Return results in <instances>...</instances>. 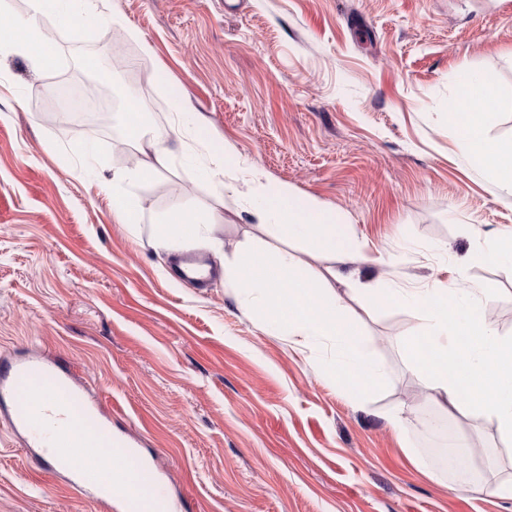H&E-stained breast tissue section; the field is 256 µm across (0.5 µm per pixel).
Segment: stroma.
<instances>
[{
	"label": "stroma",
	"mask_w": 512,
	"mask_h": 512,
	"mask_svg": "<svg viewBox=\"0 0 512 512\" xmlns=\"http://www.w3.org/2000/svg\"><path fill=\"white\" fill-rule=\"evenodd\" d=\"M89 39L42 20L55 61L0 52V359L36 353L67 365L100 404L113 437L133 443L173 499L196 512H512V500L453 487L512 476L492 420L454 413L460 467L400 447L387 415L403 411L420 454L436 413L400 344L418 324L404 305L336 284L385 384L355 400L323 373L336 346L296 347L257 299L223 277L180 281L151 238L172 201L213 218L222 256L289 249L312 279L329 264L311 243L270 236L249 214L251 179L291 187L361 252V281L400 291L435 281L488 285L478 297L512 335V263L475 255L512 241V195L461 151L448 121L452 72L475 69L512 99V0H105ZM121 22H113V13ZM128 54L147 73L150 120L187 108L209 128L195 150L224 161V192L176 164L127 191L138 234L112 216L96 175L129 170L113 140L131 100L106 61ZM112 86L106 134L74 131L44 92L59 76ZM176 184L178 197L161 193ZM39 449L0 412V512H123L42 469Z\"/></svg>",
	"instance_id": "1"
}]
</instances>
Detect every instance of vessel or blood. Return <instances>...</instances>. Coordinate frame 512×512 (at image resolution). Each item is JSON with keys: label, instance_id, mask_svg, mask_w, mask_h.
Instances as JSON below:
<instances>
[{"label": "vessel or blood", "instance_id": "vessel-or-blood-1", "mask_svg": "<svg viewBox=\"0 0 512 512\" xmlns=\"http://www.w3.org/2000/svg\"><path fill=\"white\" fill-rule=\"evenodd\" d=\"M0 396L10 399L8 421L39 447L47 469L71 471L91 496H98V474L85 468L96 453L97 439H71L67 430L77 420L96 416L100 408L87 400L81 384L56 361L40 355L19 356L0 363ZM127 512H166L165 488L148 471L137 480L113 487Z\"/></svg>", "mask_w": 512, "mask_h": 512}]
</instances>
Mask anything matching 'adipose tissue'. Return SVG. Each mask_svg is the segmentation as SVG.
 I'll use <instances>...</instances> for the list:
<instances>
[{
  "label": "adipose tissue",
  "instance_id": "1",
  "mask_svg": "<svg viewBox=\"0 0 512 512\" xmlns=\"http://www.w3.org/2000/svg\"><path fill=\"white\" fill-rule=\"evenodd\" d=\"M31 14L25 23L0 29V46L9 45L18 53L34 52L38 64L49 65L53 59L50 37L36 29L37 20L52 13L59 24L72 23L78 16L77 4L92 5L94 0H29ZM460 92L451 100L457 116L460 145L471 161L499 188L512 195V139L489 137L488 129L504 106L496 87L477 70L451 74ZM132 138L147 160L133 173H118L99 183L100 190L112 198V216L130 232H138V212L133 198L124 190L129 179L147 180L175 160L187 140H200V128L172 125L160 131L144 120L142 114L132 119ZM258 198L253 215L258 223L272 231L286 233L294 240H314L327 251L333 264L329 275L340 282L353 281L357 252L338 244L326 214L315 202L295 200L288 188L275 190L255 183ZM188 246L217 247L214 227L190 217L181 203H172L158 225L153 243L167 250L174 243ZM299 263L288 251L264 256L254 249L239 251L225 263V278L234 281L241 294L257 297L267 323L296 338L304 345L316 338L337 341L335 358L326 366L328 377L346 383L353 395L363 396L383 382L380 369L362 347L354 329H341L338 317L344 312L340 296L330 288L320 287L298 271ZM458 282L436 283L402 296V303L416 308L423 328L431 338V352L419 361L430 390L439 405L465 407L478 416L494 420L500 439L512 447V336L499 335L476 306L465 302Z\"/></svg>",
  "mask_w": 512,
  "mask_h": 512
}]
</instances>
